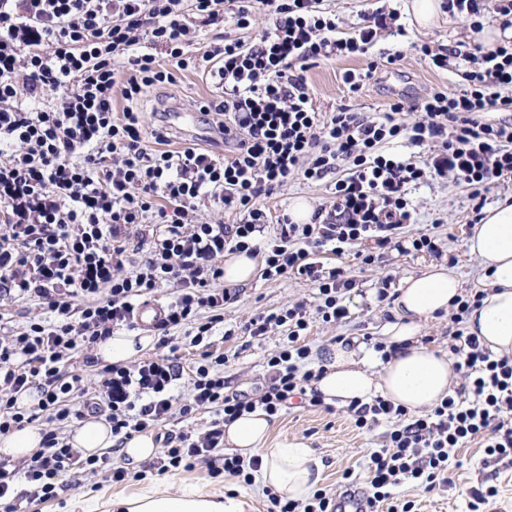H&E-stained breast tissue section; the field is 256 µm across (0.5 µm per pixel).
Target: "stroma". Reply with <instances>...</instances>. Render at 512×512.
I'll use <instances>...</instances> for the list:
<instances>
[{
	"mask_svg": "<svg viewBox=\"0 0 512 512\" xmlns=\"http://www.w3.org/2000/svg\"><path fill=\"white\" fill-rule=\"evenodd\" d=\"M407 0H323V6L335 14L337 37L354 35L363 24L365 15L375 10L396 11L397 24L378 31L373 44L364 54L353 57H336L319 61L305 74L307 91L313 106L320 112H332L344 106L350 111L376 116L388 111L391 103L417 102L430 91L444 88L450 91L463 86L460 71L455 68L439 70L430 67L415 51L416 45L427 43L432 47H454L463 52L471 51L476 43L469 21L461 16L451 18L440 15L429 28L411 26L405 12ZM401 51L400 60L388 64L384 58L389 53ZM380 66L370 81L358 92H350L343 82L345 72H365L371 61ZM220 91L202 74L183 72L177 85L155 86L148 89L137 103L144 114L146 128L170 125V115L175 111L192 114L193 124L200 135L199 146L223 152L224 144L218 132V118L203 114L199 107L208 101L218 100ZM306 198L312 207L330 205L332 194L324 182L310 183L301 178L289 180L287 186L264 201L268 223L260 239L273 242L277 236L278 216L286 214L292 200ZM414 217V230L437 236L444 252L454 254L458 263L453 272L463 289L479 287L482 270L478 260L470 256L464 239L475 217L474 202L467 188L451 180H432L418 185L409 194ZM315 258L324 267H342L355 282L346 297L349 315L339 323L327 324L316 314L315 290L309 282L295 279L266 280L255 277L246 284L237 285L238 298L225 304L224 321L212 331L214 350L225 354L224 366L226 391L230 394L252 393L267 387L269 375L266 361L282 344V329H274L262 337H251L242 327L258 313H282L296 304H305L310 319V332L306 338L312 349L310 368L321 365L323 355L338 340L358 338L366 349H374L383 342L382 329L391 317L392 302L403 279L420 273L435 257L426 252L404 254L385 250L381 262L365 265L353 253L339 256L331 252L316 253ZM386 288L389 297L377 298L379 288ZM272 443L294 438L306 441L320 457L323 466L322 485L339 489L345 471H353L357 481H364L365 457L370 449L381 447L384 428L370 433L359 432L346 407L326 405L309 406L293 404L270 419ZM464 465L453 474L450 484L426 493L411 486L396 488L399 498L412 499L417 512H466L464 493L490 485L499 490L497 497L485 505V512H512V462L485 457L478 444L472 443L459 451ZM65 490L58 499L26 505V512H110L108 502L113 495L141 492L153 487L192 484L211 493L248 494L253 498L252 512H265L267 501L255 486L233 478L211 477L205 466L190 471L152 474L141 481L112 484L98 483L93 477H80L70 473L64 476Z\"/></svg>",
	"mask_w": 512,
	"mask_h": 512,
	"instance_id": "35a3bbf8",
	"label": "stroma"
}]
</instances>
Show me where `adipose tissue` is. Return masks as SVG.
<instances>
[{
  "label": "adipose tissue",
  "instance_id": "obj_1",
  "mask_svg": "<svg viewBox=\"0 0 512 512\" xmlns=\"http://www.w3.org/2000/svg\"><path fill=\"white\" fill-rule=\"evenodd\" d=\"M465 246L483 271L486 296L466 320L467 333L478 336L494 355L512 357V193L487 207L472 226ZM462 283L446 267L427 265L406 278L393 303V318L383 334L399 353L390 360L375 358L358 343H337L323 365L315 387L325 402L347 405L383 396L415 414L430 411L459 373L446 350L423 343L421 332L436 315L447 313L460 296ZM153 337L117 329L98 353L107 363L130 360L149 348ZM270 422L260 409L242 414L224 426V443L243 458L260 455L254 474L259 488L295 501L306 500L321 482L323 465L309 445L294 439L269 447ZM251 496L216 495L186 484L150 489L112 500V512H251Z\"/></svg>",
  "mask_w": 512,
  "mask_h": 512
}]
</instances>
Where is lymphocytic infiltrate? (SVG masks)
Returning <instances> with one entry per match:
<instances>
[{"mask_svg":"<svg viewBox=\"0 0 512 512\" xmlns=\"http://www.w3.org/2000/svg\"><path fill=\"white\" fill-rule=\"evenodd\" d=\"M321 3L0 0V434L41 418L49 425L26 464L0 461V512H17L20 497L57 498L62 477L74 470L112 483L145 479V471L111 466L106 454L83 457L70 445L66 424L88 417L105 418L124 441L171 410L185 417L213 410L208 429L180 433L154 469L189 471L202 463L211 477L251 482L261 461L225 454L224 425L258 407L275 415L319 379L307 367L304 305L247 324L254 337L287 329L267 361L270 385L253 395L226 394L224 354L203 350L180 404L172 392L183 372L176 357L104 364L98 344L115 328L133 326L140 299L173 283L177 295L154 324L160 343L168 345L170 330L186 328L191 345L201 347L236 297L223 285L228 251L262 256L264 279L312 282L317 313L339 321L348 315L343 300L354 281L342 268L323 269L313 252L329 245L341 255L371 241L442 256L436 236L407 231L410 185L449 178L480 200L491 183L512 181V122L484 119L492 110L512 112L511 43L464 53L463 88L431 92L416 104L415 119H406L399 101L379 117L344 107L323 114L306 91L305 71L322 58L365 53L387 17L375 11L358 33L340 38ZM261 5L272 23L254 42L224 37L190 53L204 28L225 19L251 30ZM445 8L479 31L488 13L512 15V0H447ZM159 50L167 64L157 60ZM187 69L223 89L222 100L203 110L219 115L229 157L193 144L169 148L168 129L146 130L143 113L132 107L148 88L176 85ZM117 93L130 103L119 116L112 110ZM397 139L429 148V161L382 153ZM297 175L312 182L334 176L332 205L316 208L307 224L283 217L275 244L260 252L255 239L268 216L259 199ZM209 198L239 222H201L199 207ZM148 213L154 223H144ZM484 296L473 288L453 304L449 350L467 382L431 413L382 397L349 404L359 430L390 425L365 466L366 512H412L413 501L394 498L393 488L410 483L429 492L447 484L462 465L460 448L474 440L487 456L512 460V357L493 356L462 328ZM26 301L39 302L50 319L17 323L12 307ZM79 363L96 368L94 381L75 373ZM31 389L39 393L36 407L19 408V396Z\"/></svg>","mask_w":512,"mask_h":512,"instance_id":"f902f5d3","label":"lymphocytic infiltrate"}]
</instances>
